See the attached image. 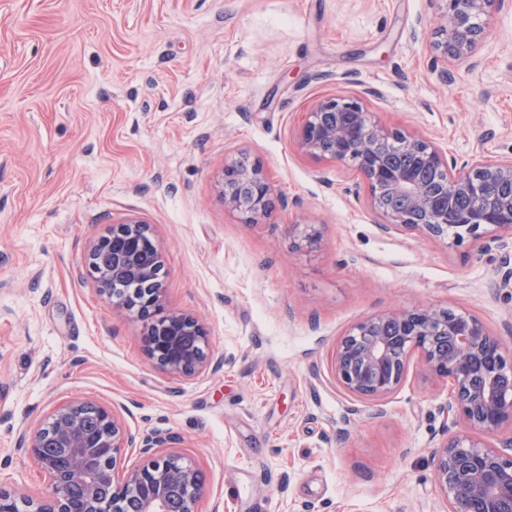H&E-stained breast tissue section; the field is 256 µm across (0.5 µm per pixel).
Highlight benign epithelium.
Segmentation results:
<instances>
[{"instance_id": "benign-epithelium-1", "label": "benign epithelium", "mask_w": 512, "mask_h": 512, "mask_svg": "<svg viewBox=\"0 0 512 512\" xmlns=\"http://www.w3.org/2000/svg\"><path fill=\"white\" fill-rule=\"evenodd\" d=\"M430 47L442 61L471 66L489 20L504 0H435ZM305 154L357 172L372 211L386 231H414L454 246L481 240L504 251L499 287L512 285V157L479 151L462 166L423 136L390 127L359 99L337 94L306 113L297 134ZM224 208L244 224L275 209L261 166L242 154L224 164L218 182ZM291 248L311 253L321 225H288ZM86 271L117 313L142 324L144 351L162 371L192 376L218 370L209 336L193 317L165 307L160 248L151 225L130 217L93 241ZM503 337L452 308L417 305L372 315L337 342L333 372L355 401L383 412L404 382L410 363L448 385L444 411L463 429L432 453L435 486L447 512H512V453L491 439L504 433L512 447V361ZM171 438L136 442L111 408L92 401L57 407L34 430H23L22 450L49 480L40 497H19L0 486V512H200L204 483L183 456L167 451ZM126 448L151 455L143 466L116 472Z\"/></svg>"}]
</instances>
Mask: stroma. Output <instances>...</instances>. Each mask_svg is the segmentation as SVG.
<instances>
[{"mask_svg": "<svg viewBox=\"0 0 512 512\" xmlns=\"http://www.w3.org/2000/svg\"><path fill=\"white\" fill-rule=\"evenodd\" d=\"M436 0H0V486L48 479L19 430L63 403L174 434L202 512H445L432 452L455 426L445 385L409 370L385 414L354 404L331 359L355 323L441 305L512 351L499 251L379 229L353 171L296 145L320 99L360 96L449 160L512 156V0L475 69L429 47ZM260 164L283 204L259 224L224 208L225 161ZM152 227L169 309L224 365L180 378L143 350L90 278L88 243ZM320 225L317 251L288 226Z\"/></svg>", "mask_w": 512, "mask_h": 512, "instance_id": "1", "label": "stroma"}]
</instances>
